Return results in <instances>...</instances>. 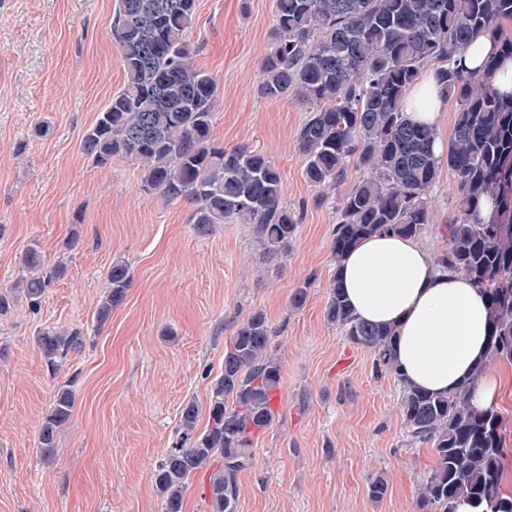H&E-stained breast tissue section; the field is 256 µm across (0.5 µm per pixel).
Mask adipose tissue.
Here are the masks:
<instances>
[{
    "label": "adipose tissue",
    "instance_id": "obj_1",
    "mask_svg": "<svg viewBox=\"0 0 512 512\" xmlns=\"http://www.w3.org/2000/svg\"><path fill=\"white\" fill-rule=\"evenodd\" d=\"M336 276L359 319L395 327V356L409 385L445 394L484 360L485 294L466 276L441 271L417 239L393 232L365 237Z\"/></svg>",
    "mask_w": 512,
    "mask_h": 512
}]
</instances>
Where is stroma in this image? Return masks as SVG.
Listing matches in <instances>:
<instances>
[{"instance_id":"1","label":"stroma","mask_w":512,"mask_h":512,"mask_svg":"<svg viewBox=\"0 0 512 512\" xmlns=\"http://www.w3.org/2000/svg\"><path fill=\"white\" fill-rule=\"evenodd\" d=\"M116 0H0V512H161L152 480L172 445L184 402L206 403L236 327L257 310L278 330L282 379L272 426L238 478L237 512H414L434 465L412 444L402 392L377 377L366 349L324 318L336 265L330 232L343 187L320 194L305 178L297 133L308 112L257 93L276 0H198L191 39L217 82L213 136L270 157L283 199L300 215L286 257L261 263L250 225L197 236L189 204L144 193L136 163L95 167L81 139L124 85L112 41ZM437 224L424 243L440 252V222L457 205L441 170L431 193ZM37 244L64 278L31 310L15 291L19 259ZM134 280L105 325L96 310L113 260ZM309 283L301 309L293 288ZM82 328L86 345L49 370L44 331ZM71 382L73 416L53 464L37 435L54 391ZM382 500L368 496L377 474Z\"/></svg>"}]
</instances>
